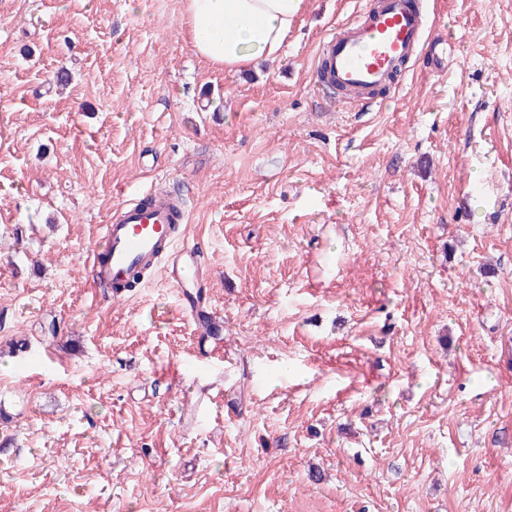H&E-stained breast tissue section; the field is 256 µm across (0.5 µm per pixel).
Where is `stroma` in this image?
<instances>
[{
	"label": "stroma",
	"instance_id": "1",
	"mask_svg": "<svg viewBox=\"0 0 512 512\" xmlns=\"http://www.w3.org/2000/svg\"><path fill=\"white\" fill-rule=\"evenodd\" d=\"M361 2L220 71L182 0H0V512H512V0H420L447 73L351 112L311 64ZM151 188L210 272L118 299Z\"/></svg>",
	"mask_w": 512,
	"mask_h": 512
}]
</instances>
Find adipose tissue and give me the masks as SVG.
<instances>
[{"label": "adipose tissue", "instance_id": "obj_1", "mask_svg": "<svg viewBox=\"0 0 512 512\" xmlns=\"http://www.w3.org/2000/svg\"><path fill=\"white\" fill-rule=\"evenodd\" d=\"M306 0H183L194 54L216 69L275 61Z\"/></svg>", "mask_w": 512, "mask_h": 512}]
</instances>
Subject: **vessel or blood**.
Listing matches in <instances>:
<instances>
[{
	"label": "vessel or blood",
	"instance_id": "b4317fda",
	"mask_svg": "<svg viewBox=\"0 0 512 512\" xmlns=\"http://www.w3.org/2000/svg\"><path fill=\"white\" fill-rule=\"evenodd\" d=\"M428 54L437 73L448 68L446 41L428 22L418 0H366L353 18L331 30L313 62L315 87L339 92L342 107L362 111L379 90L396 89L395 78L411 60ZM152 205L119 204L100 227L94 269L100 282L122 297L138 268L165 263L170 277H205L208 262L196 248L177 247L170 231L181 201L163 192Z\"/></svg>",
	"mask_w": 512,
	"mask_h": 512
}]
</instances>
